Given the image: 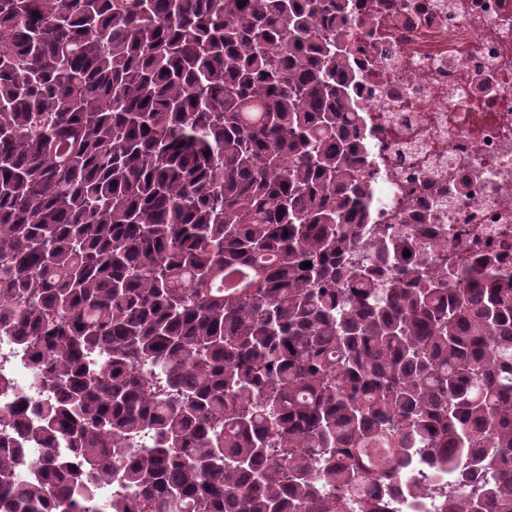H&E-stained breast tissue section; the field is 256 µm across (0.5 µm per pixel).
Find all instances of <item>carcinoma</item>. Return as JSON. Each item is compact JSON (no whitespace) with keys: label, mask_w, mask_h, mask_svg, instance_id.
<instances>
[{"label":"carcinoma","mask_w":512,"mask_h":512,"mask_svg":"<svg viewBox=\"0 0 512 512\" xmlns=\"http://www.w3.org/2000/svg\"><path fill=\"white\" fill-rule=\"evenodd\" d=\"M372 24L0 0V336L48 389L33 426L0 409V512H512V278L424 271L441 193L351 261ZM413 448L468 494L409 479ZM389 512H440L433 507L432 499L399 497L394 499L392 507L387 509Z\"/></svg>","instance_id":"cac0c4a2"}]
</instances>
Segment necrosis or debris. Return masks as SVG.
Masks as SVG:
<instances>
[{
	"label": "necrosis or debris",
	"instance_id": "1",
	"mask_svg": "<svg viewBox=\"0 0 512 512\" xmlns=\"http://www.w3.org/2000/svg\"><path fill=\"white\" fill-rule=\"evenodd\" d=\"M376 35L360 34L372 211L360 234L398 235L415 202L448 190L431 223L444 249L430 267L477 269L490 252L512 275V0H361ZM14 394L41 397L32 365L0 338Z\"/></svg>",
	"mask_w": 512,
	"mask_h": 512
}]
</instances>
